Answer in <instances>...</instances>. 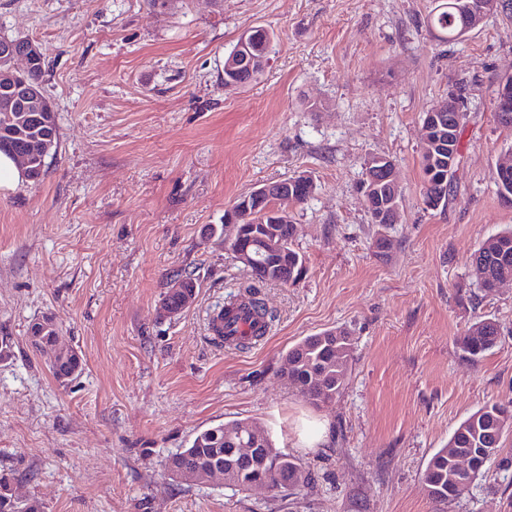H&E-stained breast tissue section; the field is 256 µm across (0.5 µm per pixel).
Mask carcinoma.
<instances>
[{
  "label": "carcinoma",
  "instance_id": "1",
  "mask_svg": "<svg viewBox=\"0 0 512 512\" xmlns=\"http://www.w3.org/2000/svg\"><path fill=\"white\" fill-rule=\"evenodd\" d=\"M456 0H444L430 17V25L437 30L440 39L449 40L460 37L461 19L455 7ZM31 119L22 125L20 137L46 135L59 138V130L54 111L29 113ZM470 275L477 285L486 291L504 280L512 279V227L489 237L470 258ZM268 283L264 275H250L242 285L244 294L249 297L250 315L253 325L258 327V337H265L266 330L271 328L276 319L274 311L266 307L260 297L261 288ZM500 336L499 326L491 318H480L472 324L458 343L465 357L476 361L485 353L497 346ZM352 355V343L348 332L331 329L319 334L308 336L288 350V361L291 378L300 383L302 397L310 404L318 407L326 400L336 397L342 390L346 378L348 363ZM512 429V401L487 404L462 420L453 431L448 445L437 450L427 461L423 472V480L427 484H437L448 488L450 471L448 453L464 451L468 448H493V456L484 463L495 462L503 469L512 466V452L504 448L503 435ZM254 427L243 421H230L205 429L195 435L190 445L181 448L168 457L166 469L175 475L172 464L176 463L185 469H194L199 464L211 460L224 461V450L238 436L248 438ZM271 478L269 490L274 491L284 482H293L296 477L302 481L293 482L295 486L307 485L311 481V472L307 470L299 458L276 449L274 461L270 468ZM14 475L9 472L0 473V512H42V505L36 500H11Z\"/></svg>",
  "mask_w": 512,
  "mask_h": 512
}]
</instances>
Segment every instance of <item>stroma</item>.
<instances>
[{"mask_svg": "<svg viewBox=\"0 0 512 512\" xmlns=\"http://www.w3.org/2000/svg\"><path fill=\"white\" fill-rule=\"evenodd\" d=\"M438 0H0V37L34 41L59 139L40 182L0 189V471L44 512H512V470L488 464L452 505L422 483L456 426L512 399V285L487 293L471 255L512 226L496 164L512 128L494 112L512 75V10L458 41ZM274 34L264 73L224 87L248 28ZM456 95L465 120L448 202L427 208L423 114ZM395 165L398 223L375 224L367 159ZM306 174L293 210L294 283L266 284L277 319L250 348L211 340L212 311L248 278L206 238L239 196ZM390 240L379 251V240ZM197 296L158 314L175 271ZM53 316L84 359L59 385L27 339ZM495 318L497 346L457 338ZM342 328L353 352L340 394L305 401L281 378L288 350ZM255 423L314 474L308 486L238 491L172 479L165 459L207 428ZM499 336L496 321L481 317L459 337L458 343L465 357L476 361L497 346Z\"/></svg>", "mask_w": 512, "mask_h": 512, "instance_id": "35a3bbf8", "label": "stroma"}]
</instances>
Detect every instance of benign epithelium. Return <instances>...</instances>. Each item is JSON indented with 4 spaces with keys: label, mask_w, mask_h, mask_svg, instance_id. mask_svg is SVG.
<instances>
[{
    "label": "benign epithelium",
    "mask_w": 512,
    "mask_h": 512,
    "mask_svg": "<svg viewBox=\"0 0 512 512\" xmlns=\"http://www.w3.org/2000/svg\"><path fill=\"white\" fill-rule=\"evenodd\" d=\"M502 5L503 0H457L456 9L461 16L463 29L470 31L482 24L488 15L501 9ZM255 41L256 28L252 27L241 35L233 50L225 57V70L238 75V78L224 81V87L239 88L258 78L263 72L267 56H256ZM39 57L40 50L32 41L19 44L9 38H0V73L4 75V79L0 80V107L15 112H28L32 107L44 103L41 88L25 79V74ZM495 110L500 112L505 120L512 117V77H507L501 82ZM446 112H461L460 102L453 95L442 100L424 117V144L429 150V164L433 171L443 159V122ZM52 145L53 140L44 136L39 142L28 141L22 148L18 146L12 132L0 130V149L10 150L25 171L31 166L34 154H40V159L43 160ZM380 187L392 192V195L387 203L377 207L373 205L372 200L374 191ZM430 187L431 191L425 203L431 208H437L448 198V182L439 177L430 184ZM362 189L366 207L374 223H390L391 218L400 209V188L394 177L392 161L384 157L376 158L374 167L365 172ZM292 196L293 191L286 181L264 184L238 198L225 212L224 245L246 268L266 272L272 270L277 276L288 277V252L281 251L279 256L261 264L254 247L260 241L267 243L270 237L285 232V227L292 223L293 202L289 201ZM259 209L263 210L267 222L246 223L247 215ZM34 348L50 351L52 362L56 366L74 356L72 348L58 341L36 344ZM234 448L235 452L224 458V465L202 466L185 473L184 478L189 482L219 478L224 484L231 485L236 483L238 476L252 472L256 476L252 486L267 487L266 473L270 449L266 447V438L258 435L246 443L234 445ZM489 452L488 448H472L463 453L454 452L450 455L449 463L457 477L458 489L465 488L476 473L477 458Z\"/></svg>",
    "instance_id": "1"
}]
</instances>
